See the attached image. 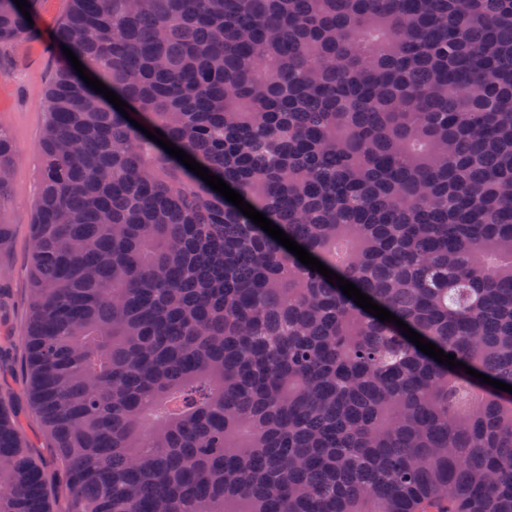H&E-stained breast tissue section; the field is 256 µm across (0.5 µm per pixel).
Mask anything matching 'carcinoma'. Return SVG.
<instances>
[{"label": "carcinoma", "instance_id": "1", "mask_svg": "<svg viewBox=\"0 0 512 512\" xmlns=\"http://www.w3.org/2000/svg\"><path fill=\"white\" fill-rule=\"evenodd\" d=\"M56 43L333 272L512 386V0H70ZM32 26L0 0V47ZM26 398L73 512H512V393L424 354L60 55ZM18 154L0 130V250ZM0 407V512H51Z\"/></svg>", "mask_w": 512, "mask_h": 512}]
</instances>
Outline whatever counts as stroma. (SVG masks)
Here are the masks:
<instances>
[{
	"label": "stroma",
	"instance_id": "obj_1",
	"mask_svg": "<svg viewBox=\"0 0 512 512\" xmlns=\"http://www.w3.org/2000/svg\"><path fill=\"white\" fill-rule=\"evenodd\" d=\"M69 5L70 0H40L29 39L0 50V127L11 135L18 152L5 207L12 243L0 252V403L20 416L27 448L45 471L54 512H71L73 503L62 478L63 465L24 399V336L30 306V214L40 189L39 140L46 119L43 101L59 63L55 31Z\"/></svg>",
	"mask_w": 512,
	"mask_h": 512
}]
</instances>
